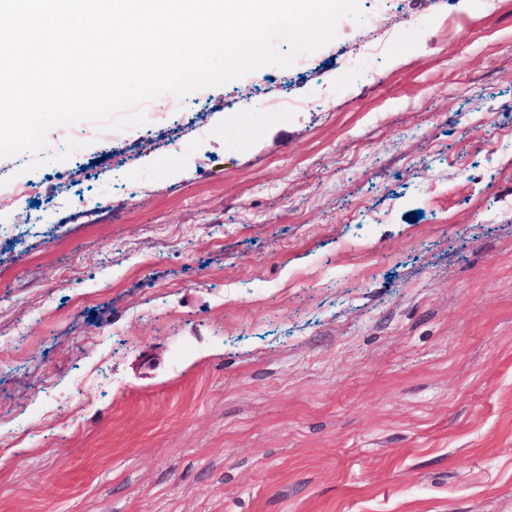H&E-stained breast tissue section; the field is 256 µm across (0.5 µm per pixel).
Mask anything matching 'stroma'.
<instances>
[{
	"label": "stroma",
	"mask_w": 512,
	"mask_h": 512,
	"mask_svg": "<svg viewBox=\"0 0 512 512\" xmlns=\"http://www.w3.org/2000/svg\"><path fill=\"white\" fill-rule=\"evenodd\" d=\"M358 3L0 159V512H512V0Z\"/></svg>",
	"instance_id": "35a3bbf8"
}]
</instances>
